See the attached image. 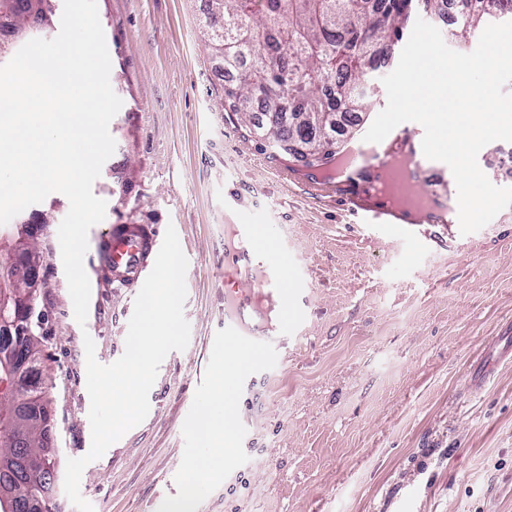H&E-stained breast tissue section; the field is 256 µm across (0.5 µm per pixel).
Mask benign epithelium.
<instances>
[{"mask_svg": "<svg viewBox=\"0 0 512 512\" xmlns=\"http://www.w3.org/2000/svg\"><path fill=\"white\" fill-rule=\"evenodd\" d=\"M39 266L40 256L29 246L5 261L0 259V310L13 312L10 318L0 316V393L12 399L8 415L14 426L7 438L17 454L8 460L18 463L28 478L43 482L48 474L46 457L26 448L30 431H37L45 440L51 423L44 404L25 393V377L36 358L27 343L44 325L34 288Z\"/></svg>", "mask_w": 512, "mask_h": 512, "instance_id": "7a95c632", "label": "benign epithelium"}]
</instances>
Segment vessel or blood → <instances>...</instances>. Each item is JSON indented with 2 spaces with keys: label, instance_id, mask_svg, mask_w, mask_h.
<instances>
[{
  "label": "vessel or blood",
  "instance_id": "b4317fda",
  "mask_svg": "<svg viewBox=\"0 0 512 512\" xmlns=\"http://www.w3.org/2000/svg\"><path fill=\"white\" fill-rule=\"evenodd\" d=\"M422 126L405 122L397 126L376 151L354 154L349 163L350 177L339 181L303 182L287 166H279L281 180L296 185L310 197L342 202L347 212L362 224H385L404 236L413 235L411 226L399 223L392 211L371 209L359 192L352 175L383 166L386 159L399 155L404 167L385 168V175L399 181L408 175L425 183L445 181V163L425 158L421 142ZM162 233L154 224L112 225L98 261L109 268L116 282L137 286L153 268L161 247ZM299 273L287 251L279 248L270 230L257 224H228L224 227V278L234 281V289L224 293V368L230 373V394L237 395L255 382L261 361L273 348L282 346L284 336L297 326V316L288 287Z\"/></svg>",
  "mask_w": 512,
  "mask_h": 512
}]
</instances>
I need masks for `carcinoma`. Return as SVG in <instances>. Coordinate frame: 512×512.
Wrapping results in <instances>:
<instances>
[{
	"instance_id": "carcinoma-1",
	"label": "carcinoma",
	"mask_w": 512,
	"mask_h": 512,
	"mask_svg": "<svg viewBox=\"0 0 512 512\" xmlns=\"http://www.w3.org/2000/svg\"><path fill=\"white\" fill-rule=\"evenodd\" d=\"M211 15L231 24L232 47L224 36L208 38L211 51L228 68L251 59L238 83L224 89L236 114L252 118L261 107L269 139L299 160L293 143L311 161L304 168L329 165L342 156L329 134L339 109L367 110L362 90L377 47L389 46L406 23L439 13L440 0H210ZM32 0H0V17L9 26L25 19ZM459 37L473 36L485 25L512 21V0H466ZM38 495L46 512H57L55 495L43 483H29L16 466L0 461V512L17 491Z\"/></svg>"
}]
</instances>
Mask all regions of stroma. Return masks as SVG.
<instances>
[{"mask_svg":"<svg viewBox=\"0 0 512 512\" xmlns=\"http://www.w3.org/2000/svg\"><path fill=\"white\" fill-rule=\"evenodd\" d=\"M122 107L92 190L113 224L174 225L188 259L185 350L163 360L146 419L84 470L94 512H165L193 489L192 512H512V358L478 394L472 361L512 330V207L477 232L412 217L415 239L352 223L344 206L289 188L269 140L227 107L231 76L208 48V0H97ZM50 194L0 225V247L39 225L38 305L51 441L63 458L91 445L85 337L100 363L125 350L137 289L98 272L79 326ZM276 227L308 278L294 305L302 332L265 360L242 397L232 448L195 421L230 386L223 346L224 227ZM232 466L196 481L193 462Z\"/></svg>","mask_w":512,"mask_h":512,"instance_id":"obj_1","label":"stroma"}]
</instances>
